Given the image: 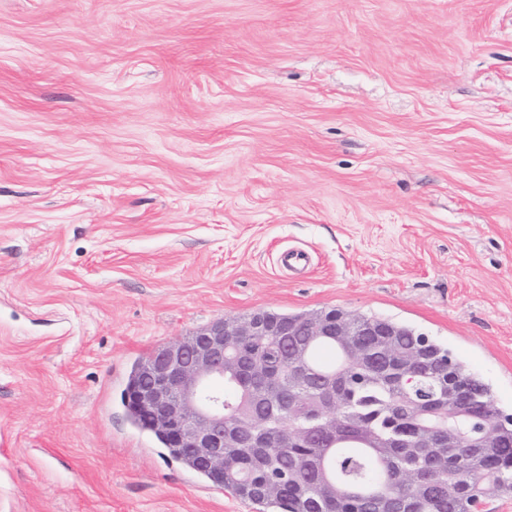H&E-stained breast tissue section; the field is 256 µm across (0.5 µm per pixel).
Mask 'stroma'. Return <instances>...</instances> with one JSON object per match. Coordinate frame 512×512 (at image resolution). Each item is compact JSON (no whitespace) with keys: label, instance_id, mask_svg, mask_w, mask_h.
Listing matches in <instances>:
<instances>
[{"label":"stroma","instance_id":"obj_1","mask_svg":"<svg viewBox=\"0 0 512 512\" xmlns=\"http://www.w3.org/2000/svg\"><path fill=\"white\" fill-rule=\"evenodd\" d=\"M331 308L512 414V0H0V512H261L121 391L214 321Z\"/></svg>","mask_w":512,"mask_h":512}]
</instances>
